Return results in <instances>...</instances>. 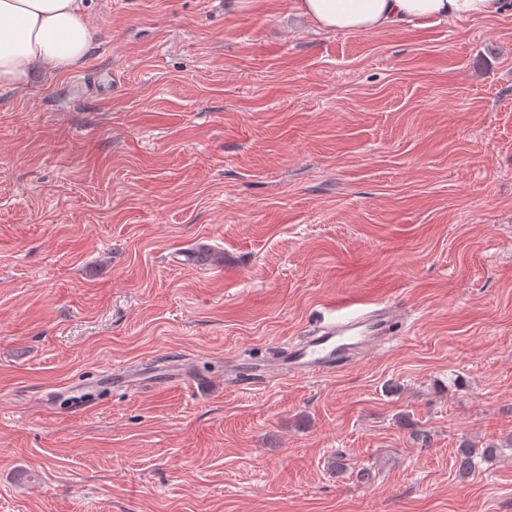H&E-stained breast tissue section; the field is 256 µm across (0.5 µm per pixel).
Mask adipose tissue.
Wrapping results in <instances>:
<instances>
[{
	"label": "adipose tissue",
	"mask_w": 512,
	"mask_h": 512,
	"mask_svg": "<svg viewBox=\"0 0 512 512\" xmlns=\"http://www.w3.org/2000/svg\"><path fill=\"white\" fill-rule=\"evenodd\" d=\"M295 13L331 32L368 34L448 18H492L512 0H292ZM85 0H0V86H18L85 63L97 36Z\"/></svg>",
	"instance_id": "obj_1"
}]
</instances>
